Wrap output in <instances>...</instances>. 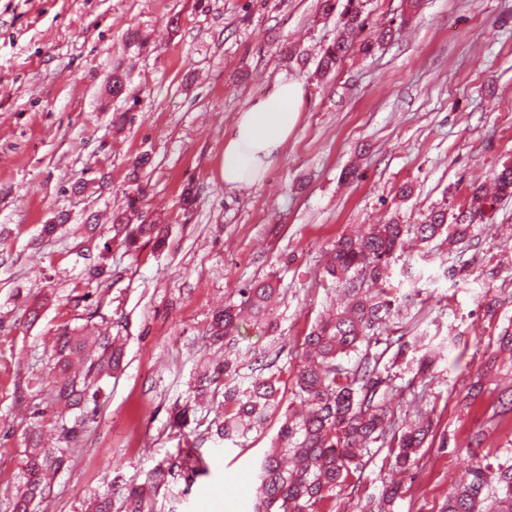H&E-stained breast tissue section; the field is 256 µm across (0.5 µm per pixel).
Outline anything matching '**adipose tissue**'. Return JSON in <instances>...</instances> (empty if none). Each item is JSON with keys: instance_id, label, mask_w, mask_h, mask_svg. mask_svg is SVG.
Segmentation results:
<instances>
[{"instance_id": "obj_1", "label": "adipose tissue", "mask_w": 512, "mask_h": 512, "mask_svg": "<svg viewBox=\"0 0 512 512\" xmlns=\"http://www.w3.org/2000/svg\"><path fill=\"white\" fill-rule=\"evenodd\" d=\"M304 98L302 84L282 76L262 101L238 113L224 142L226 189L242 188L265 175L296 127Z\"/></svg>"}]
</instances>
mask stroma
Masks as SVG:
<instances>
[{
	"label": "stroma",
	"mask_w": 512,
	"mask_h": 512,
	"mask_svg": "<svg viewBox=\"0 0 512 512\" xmlns=\"http://www.w3.org/2000/svg\"><path fill=\"white\" fill-rule=\"evenodd\" d=\"M340 27L318 0H0V512H12L26 428L38 421L45 439L55 434L48 392L20 406L16 387L48 371L50 336L93 311L124 325V362L36 512L119 499L191 445L209 475L179 501L158 495L156 512H252L256 466L280 417L238 442L218 440L210 423L224 406L197 397L198 373L229 356L238 373L227 383L239 386L273 354L274 374L291 388L305 336L340 299L325 272L336 241L392 218L420 223L433 207L457 212L473 184L512 163V0H421L391 43L320 75ZM116 71L129 75L118 99L109 91ZM281 75L304 86L299 122L261 180L225 190L224 139ZM116 110L128 114L124 129L112 126ZM143 154L151 163L140 212L166 240H140L131 252L113 241L110 217ZM350 168L358 178L346 177ZM404 184L413 192L402 199ZM61 213L66 224L44 235ZM471 235L454 251L433 242L429 256L390 267L401 288L413 265L411 313L441 348L430 374L398 368L390 402L400 425L423 413L430 435L406 472L389 448H373L329 500L333 512H355L393 482L402 493L388 512H441L476 458L512 449V414L499 415L497 403L512 386V360L496 344L512 327V199ZM103 252L108 276L90 280ZM265 279L280 285L272 328L246 320L224 345L211 344L213 313ZM490 296L499 301L492 316ZM36 303L42 316L27 324ZM491 360L483 394L465 405ZM421 389L418 412L412 394Z\"/></svg>",
	"instance_id": "35a3bbf8"
}]
</instances>
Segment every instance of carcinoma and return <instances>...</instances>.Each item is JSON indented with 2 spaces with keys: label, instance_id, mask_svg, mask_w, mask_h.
<instances>
[{
  "label": "carcinoma",
  "instance_id": "obj_1",
  "mask_svg": "<svg viewBox=\"0 0 512 512\" xmlns=\"http://www.w3.org/2000/svg\"><path fill=\"white\" fill-rule=\"evenodd\" d=\"M325 16L339 13L341 30L327 46L319 61L324 74L336 69L357 50L369 54L375 46L394 38L393 28L374 30L363 39L367 27L364 0H320ZM494 191L478 185L465 207L448 221V209L433 207L419 224L394 220L372 224L354 237L339 240L332 250L326 271L339 283L348 301L336 313L316 322L304 339L305 357L297 367L292 399L303 406L300 412L287 410L272 442V449L260 464L259 483L253 512H321L325 500L349 484L362 458L371 446L393 445L395 464L408 470L426 442L429 423L417 421L403 429L396 427L389 405L391 371L409 347L422 348L412 357L416 373L425 375L432 368L437 352L426 347L423 337L398 346L389 361L386 351L374 352L380 332L393 320L404 318L410 291L393 287L388 267L396 252L403 249L404 236L412 233L430 243L442 236L463 242L471 225L492 215L495 204L512 198V164H504L491 176ZM144 188L137 186L129 198L128 212L112 216V230L121 244L135 249L142 238L163 239L157 225H131L139 215ZM279 288L272 280L262 281L241 291V301L226 306L212 316L210 338L218 343L238 328L244 316L262 324L269 303ZM124 358L123 337L112 335V321L84 333L63 329L53 346V367L46 377L56 406L58 445L47 447L41 441V426L30 428L21 461L24 480L12 503L13 512H33L34 504L47 498V477L61 470L95 409L101 382L120 370ZM282 404L279 379L259 377L245 388L224 392V417L216 425V436L237 442L245 437ZM208 464L195 448L158 464L143 483L127 488L120 512H154L152 495L182 479L186 495L196 479L207 473ZM399 496V487L387 486L376 501H368L360 512H384L387 503ZM444 512H512V457L472 465L467 477L458 481L448 494Z\"/></svg>",
  "mask_w": 512,
  "mask_h": 512
}]
</instances>
